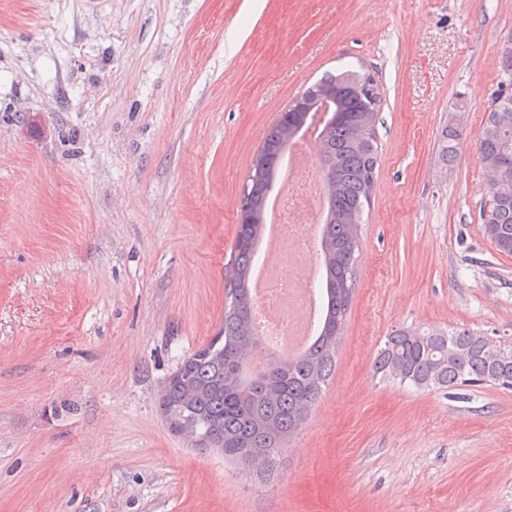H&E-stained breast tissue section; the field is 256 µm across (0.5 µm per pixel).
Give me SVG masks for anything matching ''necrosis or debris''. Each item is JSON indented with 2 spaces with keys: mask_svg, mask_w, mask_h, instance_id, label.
<instances>
[{
  "mask_svg": "<svg viewBox=\"0 0 512 512\" xmlns=\"http://www.w3.org/2000/svg\"><path fill=\"white\" fill-rule=\"evenodd\" d=\"M283 190L274 199L271 223L283 249L279 253L263 250L258 269H272L266 283L264 304L277 312L274 325L264 328L263 336L289 333L292 310L289 296L314 289L318 265L316 230L324 215V185L316 161L306 148L293 150L288 159Z\"/></svg>",
  "mask_w": 512,
  "mask_h": 512,
  "instance_id": "1",
  "label": "necrosis or debris"
}]
</instances>
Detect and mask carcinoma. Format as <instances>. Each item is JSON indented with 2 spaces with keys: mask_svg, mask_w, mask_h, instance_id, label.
Instances as JSON below:
<instances>
[{
  "mask_svg": "<svg viewBox=\"0 0 512 512\" xmlns=\"http://www.w3.org/2000/svg\"><path fill=\"white\" fill-rule=\"evenodd\" d=\"M322 95L330 98L337 117L320 131L319 169L326 200L319 251L326 305L318 331L301 354L273 359L269 380L260 385L245 380L242 355L251 345L247 329L253 315V258L279 161L287 150V135L277 122L268 129L249 171V219L238 225L233 272L225 285L224 322L208 344L181 363L160 396L172 431L190 433L195 442L219 448L224 458L249 467H262L287 447L332 375L362 259L361 224L380 161V88L361 70L327 73L306 87L299 103L290 108L293 123L313 111ZM478 141L488 175L482 232L499 254L512 256V89L493 100ZM373 370L417 389H510L512 334L490 337L467 328H397L387 336Z\"/></svg>",
  "mask_w": 512,
  "mask_h": 512,
  "instance_id": "obj_1",
  "label": "carcinoma"
}]
</instances>
